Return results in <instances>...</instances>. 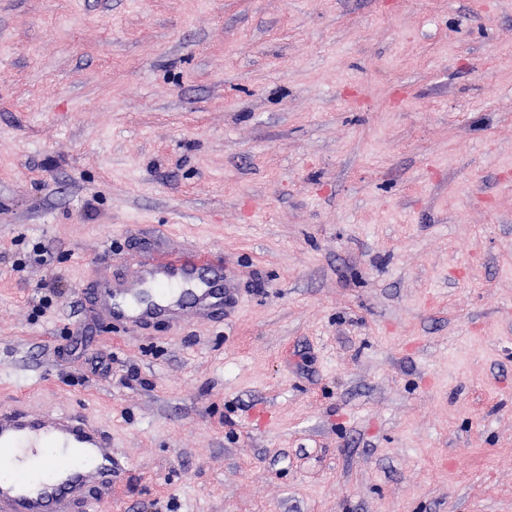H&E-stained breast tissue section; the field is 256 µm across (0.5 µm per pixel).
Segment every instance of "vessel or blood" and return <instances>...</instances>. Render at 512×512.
<instances>
[{
  "instance_id": "vessel-or-blood-1",
  "label": "vessel or blood",
  "mask_w": 512,
  "mask_h": 512,
  "mask_svg": "<svg viewBox=\"0 0 512 512\" xmlns=\"http://www.w3.org/2000/svg\"><path fill=\"white\" fill-rule=\"evenodd\" d=\"M223 272L202 275L196 256L161 258L122 285L93 281L87 302L132 325L178 326L224 312ZM110 439L77 412H31L0 406V512H81L112 494L120 469Z\"/></svg>"
}]
</instances>
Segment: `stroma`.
Masks as SVG:
<instances>
[{
  "instance_id": "1",
  "label": "stroma",
  "mask_w": 512,
  "mask_h": 512,
  "mask_svg": "<svg viewBox=\"0 0 512 512\" xmlns=\"http://www.w3.org/2000/svg\"><path fill=\"white\" fill-rule=\"evenodd\" d=\"M187 251L221 319L90 313ZM0 402L86 512H512V0H0ZM111 441L77 412L0 406V512H76L112 495L121 469ZM44 455L37 475L22 469Z\"/></svg>"
}]
</instances>
